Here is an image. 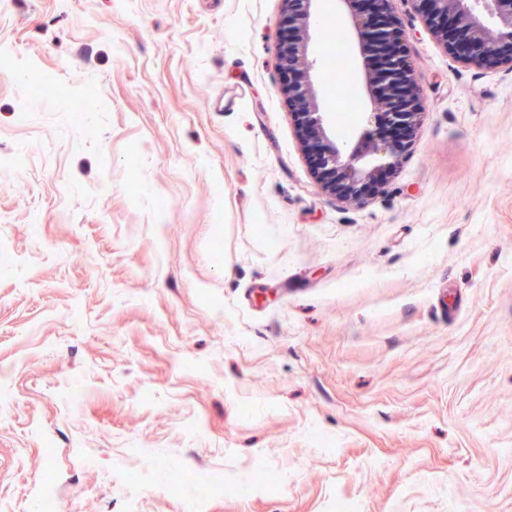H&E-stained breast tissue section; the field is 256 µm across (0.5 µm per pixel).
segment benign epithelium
I'll list each match as a JSON object with an SVG mask.
<instances>
[{
    "label": "benign epithelium",
    "instance_id": "obj_1",
    "mask_svg": "<svg viewBox=\"0 0 512 512\" xmlns=\"http://www.w3.org/2000/svg\"><path fill=\"white\" fill-rule=\"evenodd\" d=\"M317 0H283L277 37L285 43L277 69L303 150L321 188L340 199L379 194L416 137L422 87L409 58V37L392 0H337L340 27L356 40L371 112L358 143L336 144L312 77L310 28ZM430 35L457 63L512 70V0H406Z\"/></svg>",
    "mask_w": 512,
    "mask_h": 512
}]
</instances>
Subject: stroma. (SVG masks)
Returning <instances> with one entry per match:
<instances>
[{
    "instance_id": "35a3bbf8",
    "label": "stroma",
    "mask_w": 512,
    "mask_h": 512,
    "mask_svg": "<svg viewBox=\"0 0 512 512\" xmlns=\"http://www.w3.org/2000/svg\"><path fill=\"white\" fill-rule=\"evenodd\" d=\"M282 9L0 14V154L34 152L0 174V512H512V71L455 62L392 0L425 114L384 190L344 202L278 90ZM330 47L314 24L351 145L370 104L333 105Z\"/></svg>"
}]
</instances>
